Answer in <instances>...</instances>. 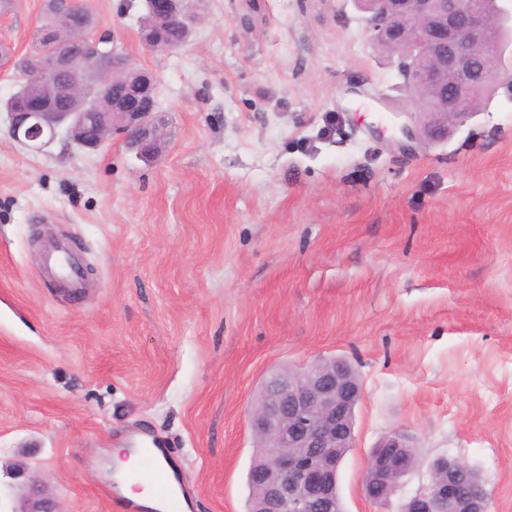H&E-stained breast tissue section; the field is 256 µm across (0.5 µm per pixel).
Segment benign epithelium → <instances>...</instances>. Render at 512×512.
Listing matches in <instances>:
<instances>
[{
  "mask_svg": "<svg viewBox=\"0 0 512 512\" xmlns=\"http://www.w3.org/2000/svg\"><path fill=\"white\" fill-rule=\"evenodd\" d=\"M156 32L142 43L159 48L166 29L191 26L196 17L190 0H146ZM367 24L378 40L395 49L405 72L404 85L413 108L403 131L418 126L429 133L448 126V116H468L473 103L503 79L512 82L492 61L501 57L512 30L499 24L500 7L489 0H369ZM104 79L88 112H49L55 99L85 98L86 70ZM32 79L39 85L22 112L9 113L12 140L41 150L65 128L73 144L95 149L114 133L141 157L159 152L163 121L155 97V78L133 67L106 33L86 31L72 44L45 52ZM361 387L347 362L319 359L288 373L277 372L263 400L254 404L250 426L254 438L277 437L276 451L261 469L262 512H338L336 475L340 451L354 447V413ZM415 447L401 432L385 436L372 448L363 475V489L374 502H393L412 469ZM469 469L455 457L441 455L430 462V479L403 499V512H489L490 504L475 476L471 490L457 486ZM24 512H61L44 487L28 484Z\"/></svg>",
  "mask_w": 512,
  "mask_h": 512,
  "instance_id": "obj_1",
  "label": "benign epithelium"
}]
</instances>
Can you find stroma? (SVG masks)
Instances as JSON below:
<instances>
[{"mask_svg":"<svg viewBox=\"0 0 512 512\" xmlns=\"http://www.w3.org/2000/svg\"><path fill=\"white\" fill-rule=\"evenodd\" d=\"M89 2L154 75L165 143L30 150L0 113V512L31 476L63 512H109L106 451L142 437L191 512H245L264 379L334 356L362 384L344 512H384L362 480L395 431L404 494L448 455L512 512V86L411 141L354 0H197L175 51L139 40L143 0ZM43 5L0 7V100ZM71 242L75 288L43 266Z\"/></svg>","mask_w":512,"mask_h":512,"instance_id":"35a3bbf8","label":"stroma"}]
</instances>
